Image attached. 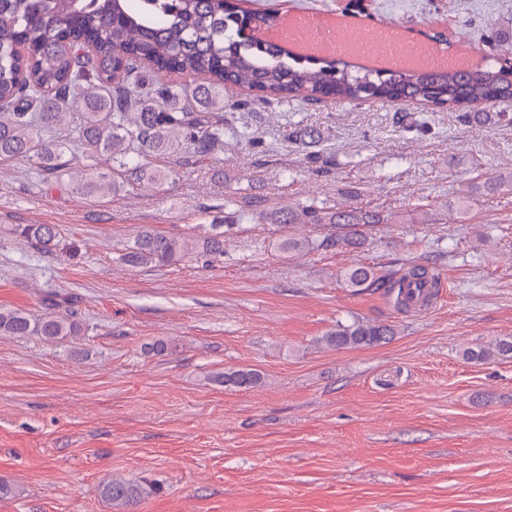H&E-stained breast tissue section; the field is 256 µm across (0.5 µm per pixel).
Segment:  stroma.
<instances>
[{
    "mask_svg": "<svg viewBox=\"0 0 512 512\" xmlns=\"http://www.w3.org/2000/svg\"><path fill=\"white\" fill-rule=\"evenodd\" d=\"M390 18L411 42L443 33L512 58V0H371L356 20ZM95 166L116 193L0 160V306L39 315L52 298L86 328L76 357L0 335V512H114L100 488L115 477L152 487L134 512H512V357L463 356L512 337V191L494 186L512 175V101L466 120L233 90L211 154L149 157L153 182ZM308 205L384 221L345 248L342 229L272 219ZM24 224L56 225L52 252ZM217 224L220 264L120 260L144 228ZM355 265L424 266L436 298L399 311L385 289L346 286ZM356 320L395 333L320 345ZM158 339L171 350L149 352ZM240 368L260 384L225 386Z\"/></svg>",
    "mask_w": 512,
    "mask_h": 512,
    "instance_id": "obj_1",
    "label": "stroma"
}]
</instances>
